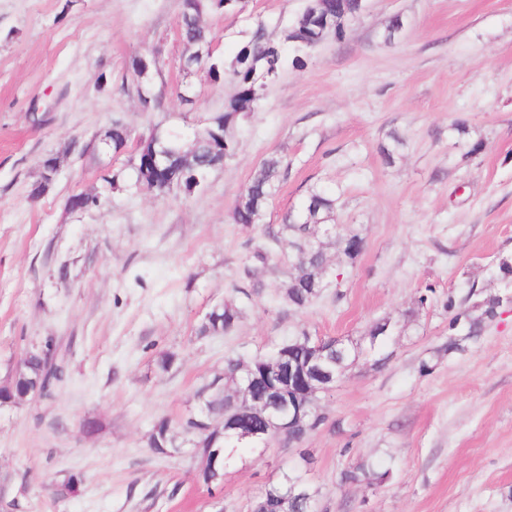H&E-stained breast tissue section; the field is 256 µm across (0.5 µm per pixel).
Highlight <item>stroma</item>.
I'll return each instance as SVG.
<instances>
[{
  "mask_svg": "<svg viewBox=\"0 0 512 512\" xmlns=\"http://www.w3.org/2000/svg\"><path fill=\"white\" fill-rule=\"evenodd\" d=\"M305 6L244 0L206 15L215 56L231 62L259 21L283 41ZM180 11L181 0H0V381L50 338L67 360L52 397L0 406V512H250L299 466L324 512H512V305L465 351L437 353L447 297L499 294L490 270L512 253V0H365L342 38L286 64L237 119L235 154L204 188H111L106 176L128 170L154 127L200 130L235 92L182 68ZM152 54L163 108L145 112L123 79L132 57ZM116 119L131 147L84 152ZM50 155L60 173L34 195ZM273 156L281 172L260 222L233 223ZM313 188L364 247L349 263L327 242L325 288L296 310L287 253L267 265L252 253ZM80 192L98 206L70 210ZM222 303L243 310L234 332L198 336ZM383 318L402 327L390 361L360 358L320 395L328 420L302 451L238 445L210 490L191 453L151 447L160 420L199 412L196 392L226 357L267 355L304 331L360 342ZM363 462L389 479L340 485ZM72 474L78 493L57 497Z\"/></svg>",
  "mask_w": 512,
  "mask_h": 512,
  "instance_id": "35a3bbf8",
  "label": "stroma"
}]
</instances>
